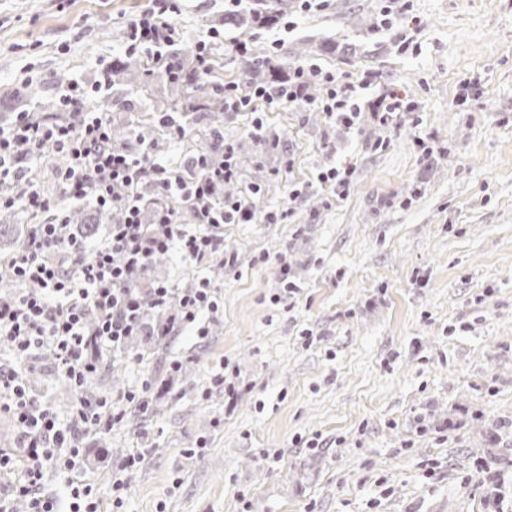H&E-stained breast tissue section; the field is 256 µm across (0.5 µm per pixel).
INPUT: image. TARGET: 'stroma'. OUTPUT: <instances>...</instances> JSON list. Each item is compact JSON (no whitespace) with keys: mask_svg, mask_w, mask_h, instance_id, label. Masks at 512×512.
Instances as JSON below:
<instances>
[{"mask_svg":"<svg viewBox=\"0 0 512 512\" xmlns=\"http://www.w3.org/2000/svg\"><path fill=\"white\" fill-rule=\"evenodd\" d=\"M287 3L288 32L180 0L176 48L222 29L216 83H241L230 44L250 36L280 75L314 63L413 112L349 128L284 103L259 115L258 138L257 115L225 116L224 192L261 183L255 219L225 225L207 264L174 250L151 272L179 289L210 279L224 310L206 337L176 327L91 378L124 418L85 437L83 477L101 512L136 450L128 512H512V489L491 506L481 487L487 467L512 472V0H407L389 27L381 0ZM149 6L0 0V120L59 96L55 76L89 81L124 58L125 24ZM346 166L340 196L320 175ZM146 380L142 410L123 395ZM412 111L411 103H406L404 98L398 94H390L389 102L385 105L383 112H373L384 126L397 127L400 121L408 112Z\"/></svg>","mask_w":512,"mask_h":512,"instance_id":"1","label":"stroma"}]
</instances>
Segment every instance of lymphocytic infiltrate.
<instances>
[{
  "label": "lymphocytic infiltrate",
  "instance_id": "1",
  "mask_svg": "<svg viewBox=\"0 0 512 512\" xmlns=\"http://www.w3.org/2000/svg\"><path fill=\"white\" fill-rule=\"evenodd\" d=\"M177 0H163L159 9L145 11L126 26V50L148 54L168 78L182 72L169 53L181 38L173 16ZM323 89L313 96V86ZM100 92L99 83L74 81L60 96L67 120H37L17 113L12 124L0 125V209L49 214L48 222L30 225L23 246L7 260L18 287L0 297V413L11 417L17 445L0 449V512H15L23 501L27 512H99V500L80 471L84 435L111 428L123 418L107 401L76 397L66 414L36 395L30 384V360L50 352L57 372L74 389H82L124 337L139 331L143 307L167 305L169 285H141V272L157 254L179 250L185 260L199 264L218 253L228 224L252 223L254 214L246 197L216 199L218 186L236 176L232 148L221 162L201 154L188 165L172 167L153 158L149 148L135 155L119 153L111 144L112 115L86 108L88 98ZM224 109L251 112L256 104L274 108L288 102L317 108L345 124L361 114L357 85L343 82L332 72L298 63L288 68L280 85L257 87L242 93L238 84L225 85ZM46 149L62 158L57 170L58 194H44L29 179L19 156L36 157ZM152 183L156 219L141 223L139 187ZM95 200L102 207L125 212L112 225L104 244L88 250L78 239H66L64 201ZM193 223L185 225L182 212ZM220 300L209 279L185 289L176 313L156 327L168 335L177 324L193 323L203 312L217 313ZM64 477L67 501L48 488L51 475Z\"/></svg>",
  "mask_w": 512,
  "mask_h": 512
}]
</instances>
